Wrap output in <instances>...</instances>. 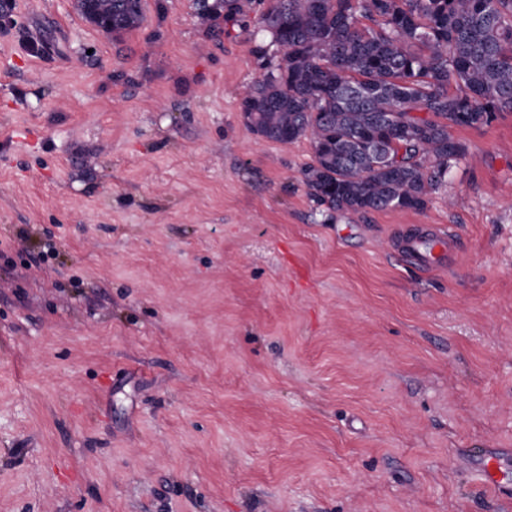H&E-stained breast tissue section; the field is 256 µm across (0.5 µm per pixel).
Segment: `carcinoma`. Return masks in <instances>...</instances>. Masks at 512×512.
<instances>
[{
  "label": "carcinoma",
  "instance_id": "carcinoma-1",
  "mask_svg": "<svg viewBox=\"0 0 512 512\" xmlns=\"http://www.w3.org/2000/svg\"><path fill=\"white\" fill-rule=\"evenodd\" d=\"M258 2L202 0L199 19L269 33L241 111L262 138L309 140L304 183L330 212L424 208L463 156L453 130L512 112V0H270L260 15ZM112 16L118 38L142 0Z\"/></svg>",
  "mask_w": 512,
  "mask_h": 512
}]
</instances>
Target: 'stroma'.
<instances>
[{
	"label": "stroma",
	"instance_id": "obj_1",
	"mask_svg": "<svg viewBox=\"0 0 512 512\" xmlns=\"http://www.w3.org/2000/svg\"><path fill=\"white\" fill-rule=\"evenodd\" d=\"M142 8L0 0V512H512V112L332 214L241 118L268 32ZM75 2H77L78 7L90 23L103 33L109 34L112 30L113 16L114 30L112 35L116 38L137 28L143 20L141 0L116 1L117 3L111 0L108 13L101 11L105 10L106 5L110 1H99L101 11L94 4L93 0H75ZM447 235H443L440 238H432L427 235H416L407 238L404 241L405 252L415 259L424 263L429 262V256L432 254L435 246L439 243L446 242Z\"/></svg>",
	"mask_w": 512,
	"mask_h": 512
}]
</instances>
